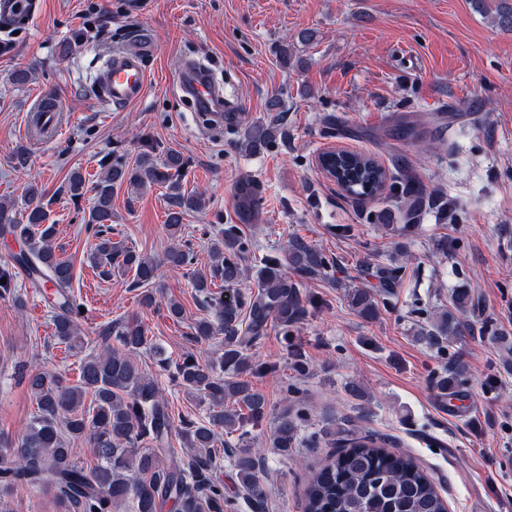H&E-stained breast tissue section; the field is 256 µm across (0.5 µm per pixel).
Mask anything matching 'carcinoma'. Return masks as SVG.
Segmentation results:
<instances>
[{"label": "carcinoma", "instance_id": "1", "mask_svg": "<svg viewBox=\"0 0 512 512\" xmlns=\"http://www.w3.org/2000/svg\"><path fill=\"white\" fill-rule=\"evenodd\" d=\"M493 22L512 32V0H495ZM282 134L276 122L250 123L240 146L258 153L275 143ZM332 164L342 169V177L371 182L374 189L360 186L354 197L370 201L383 195L393 176L372 156L362 152L331 154ZM185 166L175 152L158 162L145 151L130 163L109 155L100 161L102 175L92 188L93 205L86 231L95 238L89 260L109 278L112 273L134 272L135 286H147L155 280L158 263L142 255L124 241L112 240V194L125 186L132 193L152 185L166 188V221L171 234L181 230L185 214L199 210L202 195L182 192L179 181ZM404 182L403 230L412 227L421 210L420 190L409 166L399 171ZM70 197L80 201L86 194L80 172L70 175ZM28 204L18 219L8 207L0 205V238L20 244L11 264L0 267V297L10 296L15 306L25 307L15 291L19 275L29 284L46 292L51 309L53 336L70 350L86 348L81 328L82 304L73 293L74 264L56 252L55 225L44 191L36 184L25 189ZM238 212L249 221L259 214L261 191L258 184L243 179L236 187ZM252 251L251 241L240 235L236 224H227L217 238L210 240V273H191L193 288L204 305L214 309V319L200 318L191 326L198 343L222 337V349L215 358L202 360L190 354L178 360L167 356L153 342L147 329L136 320L109 322L96 335L104 347L90 350L81 360L79 377L74 383L60 373L41 370L25 372L19 366L37 405V412L22 434L14 439L0 437V493L16 487L32 492L50 490L61 512H163L171 506L176 512H227L224 486L212 476L216 448L237 470L248 502L263 507L269 489L256 465L251 449L245 447L247 420H260L267 401L246 379L267 370L254 362L250 351L272 328L282 336L292 334L307 316L309 300L301 284L283 269L288 263L298 277L328 272L336 264L333 257L301 241L292 244L286 260L272 254L260 259L257 291L239 292L244 275L243 261ZM190 245L180 242L169 247L162 262L179 270L192 264ZM220 280L224 291L216 293L211 285ZM231 292L228 298L224 293ZM350 305L363 317L378 313L377 295L364 288L347 293ZM472 296L464 288L456 290L452 308L437 309L428 318L419 338L429 344L461 335L464 324L458 313L471 306ZM150 351L169 382L207 404V420H186L181 434L190 449L189 459L166 462L163 445L173 428L168 406L161 396L157 377L140 367L137 358ZM247 409L248 417L241 416ZM302 413L287 411L279 419L270 437V445L286 455L294 447ZM224 430L228 441L221 442L217 429ZM82 439L94 459L87 464L70 448V440ZM237 449L230 448L229 440ZM332 441L336 453L308 476L304 512H448L447 501L425 469L410 455L385 449L384 436L354 432L338 426Z\"/></svg>", "mask_w": 512, "mask_h": 512}]
</instances>
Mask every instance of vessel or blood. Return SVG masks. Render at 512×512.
<instances>
[{
    "label": "vessel or blood",
    "instance_id": "1",
    "mask_svg": "<svg viewBox=\"0 0 512 512\" xmlns=\"http://www.w3.org/2000/svg\"><path fill=\"white\" fill-rule=\"evenodd\" d=\"M153 49V36L145 31L140 35L137 48L112 53L100 80L101 103L118 108L136 104L144 98L148 84L145 59ZM174 81L177 91L192 103L195 112L210 123L212 132H220L227 106L223 90L215 84L206 66L196 60H177ZM30 125L41 136L53 137L57 113L36 107L30 114Z\"/></svg>",
    "mask_w": 512,
    "mask_h": 512
}]
</instances>
